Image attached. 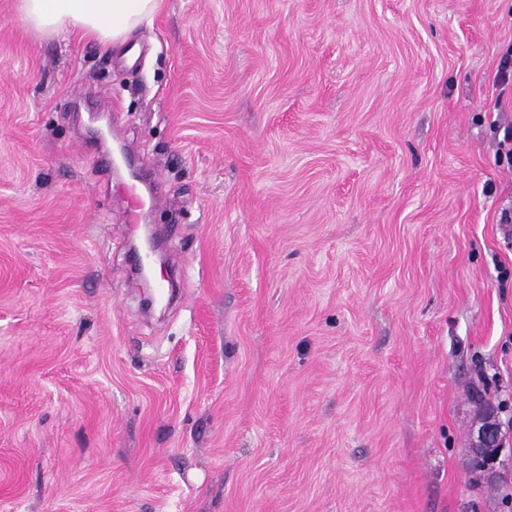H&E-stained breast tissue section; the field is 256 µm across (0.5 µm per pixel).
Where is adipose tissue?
<instances>
[{"instance_id": "ef3b65f1", "label": "adipose tissue", "mask_w": 512, "mask_h": 512, "mask_svg": "<svg viewBox=\"0 0 512 512\" xmlns=\"http://www.w3.org/2000/svg\"><path fill=\"white\" fill-rule=\"evenodd\" d=\"M160 0H20L26 27L41 35L77 33L102 46H118L152 24Z\"/></svg>"}]
</instances>
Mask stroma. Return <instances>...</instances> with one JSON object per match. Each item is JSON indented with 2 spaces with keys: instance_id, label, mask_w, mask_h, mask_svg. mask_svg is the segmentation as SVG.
Returning <instances> with one entry per match:
<instances>
[{
  "instance_id": "stroma-1",
  "label": "stroma",
  "mask_w": 512,
  "mask_h": 512,
  "mask_svg": "<svg viewBox=\"0 0 512 512\" xmlns=\"http://www.w3.org/2000/svg\"><path fill=\"white\" fill-rule=\"evenodd\" d=\"M509 51L512 0H162L113 48L0 0V512H512ZM501 433L495 422L487 421L473 435V453L484 457L486 468L492 466L501 452Z\"/></svg>"
}]
</instances>
